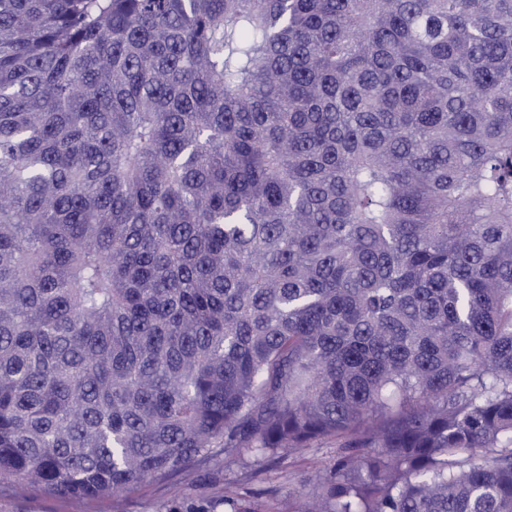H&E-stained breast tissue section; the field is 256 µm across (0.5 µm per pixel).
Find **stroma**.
Listing matches in <instances>:
<instances>
[{"label":"stroma","instance_id":"obj_1","mask_svg":"<svg viewBox=\"0 0 512 512\" xmlns=\"http://www.w3.org/2000/svg\"><path fill=\"white\" fill-rule=\"evenodd\" d=\"M334 454V443L325 441L313 444L300 458L258 465L231 462L218 471L196 474L175 488L143 484L127 492L118 505L108 498L50 497L0 489V512H224L221 490L228 482L254 502L257 512H267L271 506L277 512H289L291 492L309 483Z\"/></svg>","mask_w":512,"mask_h":512}]
</instances>
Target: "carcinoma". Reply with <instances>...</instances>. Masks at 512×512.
Instances as JSON below:
<instances>
[{
  "label": "carcinoma",
  "instance_id": "carcinoma-1",
  "mask_svg": "<svg viewBox=\"0 0 512 512\" xmlns=\"http://www.w3.org/2000/svg\"><path fill=\"white\" fill-rule=\"evenodd\" d=\"M319 441L512 512V0H0V488Z\"/></svg>",
  "mask_w": 512,
  "mask_h": 512
}]
</instances>
